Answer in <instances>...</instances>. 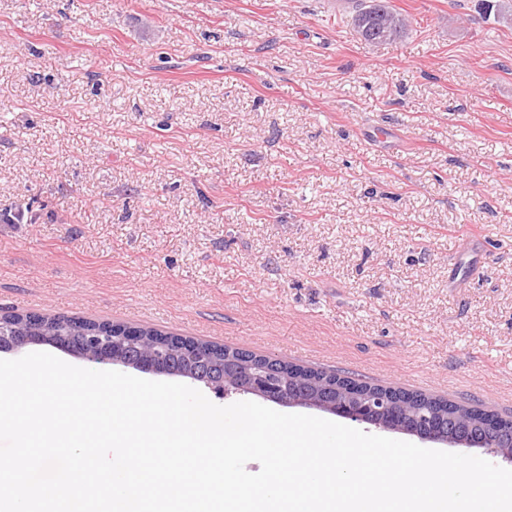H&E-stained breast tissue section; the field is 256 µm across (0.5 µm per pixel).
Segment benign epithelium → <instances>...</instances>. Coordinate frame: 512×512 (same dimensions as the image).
<instances>
[{
    "instance_id": "1",
    "label": "benign epithelium",
    "mask_w": 512,
    "mask_h": 512,
    "mask_svg": "<svg viewBox=\"0 0 512 512\" xmlns=\"http://www.w3.org/2000/svg\"><path fill=\"white\" fill-rule=\"evenodd\" d=\"M79 341L57 328L53 317L24 318L0 332V351H15L30 344L59 347L75 357L90 360L94 357L104 365H122L142 372L179 376L202 383L214 392L250 394L282 406H305L335 414L352 422L364 423L385 431L400 432L420 439L467 448H488L512 461V448L487 446L476 436L442 435L436 428L420 433L407 406L393 396V389L349 383L344 378L325 375L323 380L310 379L296 392L283 388L284 377L279 371L264 375L256 365L279 368L267 357H247L237 350L227 349L219 359L215 347L202 342L173 336L149 340L140 327L118 323L96 322L76 330ZM182 349L185 360L173 365L163 353L165 349Z\"/></svg>"
}]
</instances>
